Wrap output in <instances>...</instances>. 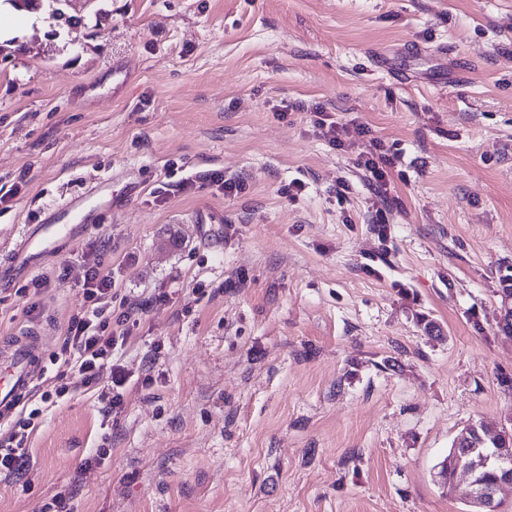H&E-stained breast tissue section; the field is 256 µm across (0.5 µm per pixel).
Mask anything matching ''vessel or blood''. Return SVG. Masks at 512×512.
<instances>
[{"label": "vessel or blood", "instance_id": "obj_1", "mask_svg": "<svg viewBox=\"0 0 512 512\" xmlns=\"http://www.w3.org/2000/svg\"><path fill=\"white\" fill-rule=\"evenodd\" d=\"M109 185V180H101L86 192L48 209L39 223L28 225L25 234L0 259V285L6 287L17 278L35 274L50 258L97 229L101 212H87L83 206L90 199L103 197ZM42 373L40 340L30 330L20 331L8 344L5 359L0 361V426L16 416Z\"/></svg>", "mask_w": 512, "mask_h": 512}]
</instances>
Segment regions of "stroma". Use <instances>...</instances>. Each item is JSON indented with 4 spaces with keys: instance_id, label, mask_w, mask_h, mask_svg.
I'll use <instances>...</instances> for the list:
<instances>
[{
    "instance_id": "obj_1",
    "label": "stroma",
    "mask_w": 512,
    "mask_h": 512,
    "mask_svg": "<svg viewBox=\"0 0 512 512\" xmlns=\"http://www.w3.org/2000/svg\"><path fill=\"white\" fill-rule=\"evenodd\" d=\"M379 145L382 193L357 165ZM107 174L112 212L42 269L39 314L29 278L0 288V336L43 338L24 408L76 387L0 512H466L438 463L468 423L512 430V0H0V258ZM91 246L144 306L109 417V371L50 362Z\"/></svg>"
}]
</instances>
